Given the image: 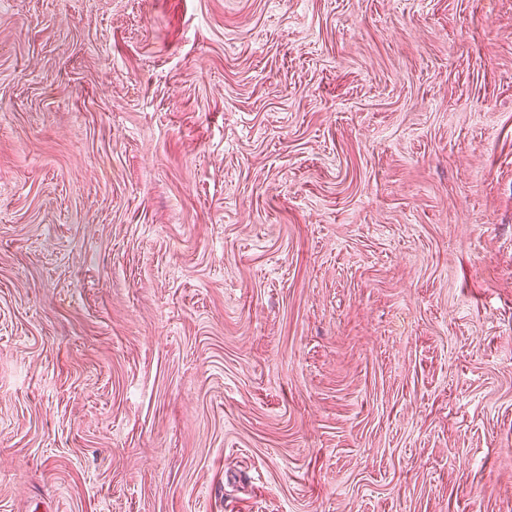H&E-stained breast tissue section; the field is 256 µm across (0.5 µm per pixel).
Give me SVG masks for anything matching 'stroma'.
Masks as SVG:
<instances>
[{"label": "stroma", "mask_w": 512, "mask_h": 512, "mask_svg": "<svg viewBox=\"0 0 512 512\" xmlns=\"http://www.w3.org/2000/svg\"><path fill=\"white\" fill-rule=\"evenodd\" d=\"M0 512H512V0H0Z\"/></svg>", "instance_id": "obj_1"}]
</instances>
